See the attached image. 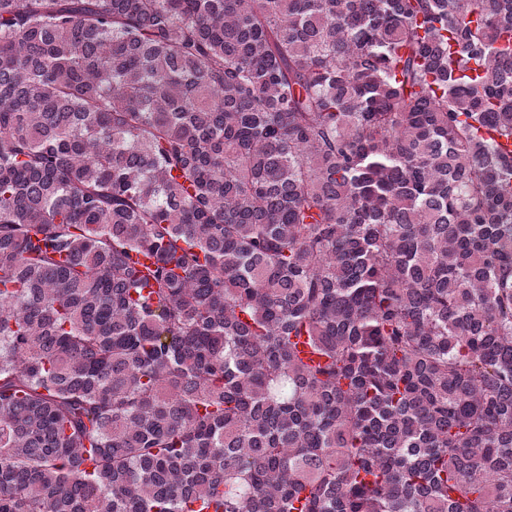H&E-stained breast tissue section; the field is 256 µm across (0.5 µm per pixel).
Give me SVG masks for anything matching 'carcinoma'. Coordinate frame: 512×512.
<instances>
[{
	"mask_svg": "<svg viewBox=\"0 0 512 512\" xmlns=\"http://www.w3.org/2000/svg\"><path fill=\"white\" fill-rule=\"evenodd\" d=\"M504 142L512 0H0V512H512Z\"/></svg>",
	"mask_w": 512,
	"mask_h": 512,
	"instance_id": "carcinoma-1",
	"label": "carcinoma"
}]
</instances>
